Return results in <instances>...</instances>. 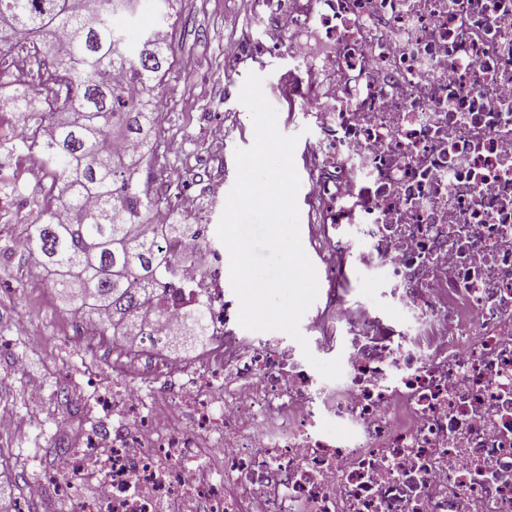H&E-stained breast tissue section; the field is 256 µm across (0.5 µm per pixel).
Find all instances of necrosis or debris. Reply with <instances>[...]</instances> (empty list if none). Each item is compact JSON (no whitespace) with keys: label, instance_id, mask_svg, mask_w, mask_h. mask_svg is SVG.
<instances>
[{"label":"necrosis or debris","instance_id":"4bbe7bcc","mask_svg":"<svg viewBox=\"0 0 512 512\" xmlns=\"http://www.w3.org/2000/svg\"><path fill=\"white\" fill-rule=\"evenodd\" d=\"M263 3L259 48L293 64L283 101L314 132L305 344L342 374L241 332L223 248L145 225L177 285L112 347L189 416L114 392L110 451L77 467L100 476L92 512H512V0ZM200 315L204 352L170 355ZM203 446L223 479L188 465Z\"/></svg>","mask_w":512,"mask_h":512}]
</instances>
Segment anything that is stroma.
<instances>
[{
	"label": "stroma",
	"instance_id": "stroma-1",
	"mask_svg": "<svg viewBox=\"0 0 512 512\" xmlns=\"http://www.w3.org/2000/svg\"><path fill=\"white\" fill-rule=\"evenodd\" d=\"M266 20L257 0H178L171 12L172 66L154 132L151 190L167 200L195 190L202 224L219 223L236 181L235 152L254 141L251 114L239 99L248 73L261 77L279 131L308 136L279 98L287 60L265 56L227 66L225 44L260 39ZM42 71L24 43L0 42V94H8L16 73L35 84ZM19 153L30 159L21 193L0 185V407L16 414L25 434H0V512H79L93 500V480L74 477L64 463L106 441L112 411L99 396L116 381L112 342L72 341L68 329L79 322L78 312L49 280L29 271L24 242L50 201L52 180L28 142L12 152L0 148V170L11 168ZM33 481L44 491L30 500L25 489Z\"/></svg>",
	"mask_w": 512,
	"mask_h": 512
}]
</instances>
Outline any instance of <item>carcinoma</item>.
<instances>
[{"label": "carcinoma", "mask_w": 512, "mask_h": 512, "mask_svg": "<svg viewBox=\"0 0 512 512\" xmlns=\"http://www.w3.org/2000/svg\"><path fill=\"white\" fill-rule=\"evenodd\" d=\"M126 18L137 21V37ZM165 18H146L142 0H96L91 10L82 0H0V41L22 31L62 39L40 83L13 80L3 103L24 114L43 94L54 108L39 148L56 204L71 220L43 208L27 246L49 268L57 293L95 316L103 333L139 332L138 309L154 299L172 263L140 232L161 199L130 178L153 155V92L170 65V46L157 34ZM114 71L124 80L109 79ZM132 86L140 95H130Z\"/></svg>", "instance_id": "carcinoma-1"}]
</instances>
